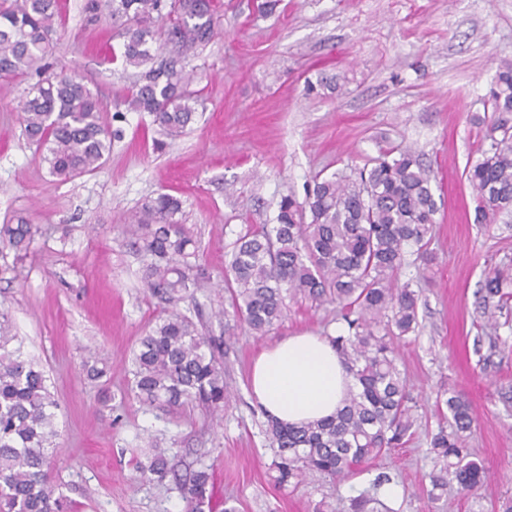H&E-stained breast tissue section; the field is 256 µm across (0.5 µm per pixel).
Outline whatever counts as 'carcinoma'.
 <instances>
[{
  "mask_svg": "<svg viewBox=\"0 0 512 512\" xmlns=\"http://www.w3.org/2000/svg\"><path fill=\"white\" fill-rule=\"evenodd\" d=\"M125 24L120 56L135 71L124 97L133 112H146L161 135L175 139L193 123L201 99L190 90L197 75L187 58L215 35L216 0H92ZM62 24L55 0H12L0 9V80L38 77L21 106L24 134L49 174L65 182L103 167L114 133L98 96L78 74L48 63ZM484 147L464 173L478 200V220L512 210V62L498 71L486 101ZM437 202L428 170L410 147L379 149L363 167L317 176L306 196L280 201L273 223L236 239L226 267L225 288L234 316L265 335L287 315L286 298L334 303L347 330L327 336L351 378L342 406L331 418L302 425L266 416L265 433L277 448L273 468L284 486L309 471L343 481L358 468L413 434L407 380L397 364L395 341L418 328L420 295L402 280L406 256L430 261ZM183 201L170 194L143 200L123 225L127 242L142 260L148 288L172 305L139 338L131 359L130 393L150 410L170 413L189 406L224 410L229 397L221 341L208 336L175 308L203 278L198 246L185 226ZM38 225L19 215L0 226V248L26 255ZM512 284V262L486 276L480 309L497 321ZM8 316L0 311V512H68L50 481L49 450L56 447L54 396L38 365L11 346ZM446 407L430 450L439 472L430 474L428 495L441 498L453 480L459 495L480 494L483 468L469 459L466 440L473 420L469 402L455 389L437 397ZM142 476L162 478L165 449L152 445ZM211 475L195 472L182 487L186 512H216ZM386 474L350 497L348 512H394L378 490Z\"/></svg>",
  "mask_w": 512,
  "mask_h": 512,
  "instance_id": "carcinoma-1",
  "label": "carcinoma"
}]
</instances>
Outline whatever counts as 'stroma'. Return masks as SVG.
<instances>
[{"label":"stroma","mask_w":512,"mask_h":512,"mask_svg":"<svg viewBox=\"0 0 512 512\" xmlns=\"http://www.w3.org/2000/svg\"><path fill=\"white\" fill-rule=\"evenodd\" d=\"M259 2L222 0L217 35L190 60L206 109L159 150L151 117L123 104L129 74L109 63L122 26L92 18L87 0H60L53 68L85 79L115 134L107 164L69 182L50 176L23 134L32 80L0 86V225L23 214L42 228L14 280L0 282V304L58 402L55 491L71 512H185L179 479L205 468L215 499L233 498L238 512H347L349 497L386 473L395 512H491L512 497V299L505 326L492 330L477 298L488 272L512 256V216L478 222L463 171L481 145L475 119L512 60V0H279L268 13ZM398 144L421 154L438 203L435 260L418 282L421 326L396 343L417 403L415 434L349 480L308 473L279 486L249 387L253 361L286 337L334 336L345 325L334 306L298 298L274 330L252 333L228 312L227 254L282 198H304L315 176L362 167ZM160 193L183 200L209 275L180 308L201 310L204 332L230 340L232 397L220 416L200 407L164 414L127 393L125 366L167 306L141 281L120 226ZM93 350L110 365L96 381L82 367ZM449 386L472 409L467 446L489 476L478 499L428 496L426 433ZM150 437L173 469L162 480L138 471Z\"/></svg>","instance_id":"1"}]
</instances>
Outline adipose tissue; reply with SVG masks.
I'll use <instances>...</instances> for the list:
<instances>
[{
  "instance_id": "1",
  "label": "adipose tissue",
  "mask_w": 512,
  "mask_h": 512,
  "mask_svg": "<svg viewBox=\"0 0 512 512\" xmlns=\"http://www.w3.org/2000/svg\"><path fill=\"white\" fill-rule=\"evenodd\" d=\"M350 383L328 340L305 334L260 353L251 387L267 415L301 424L335 415Z\"/></svg>"
}]
</instances>
